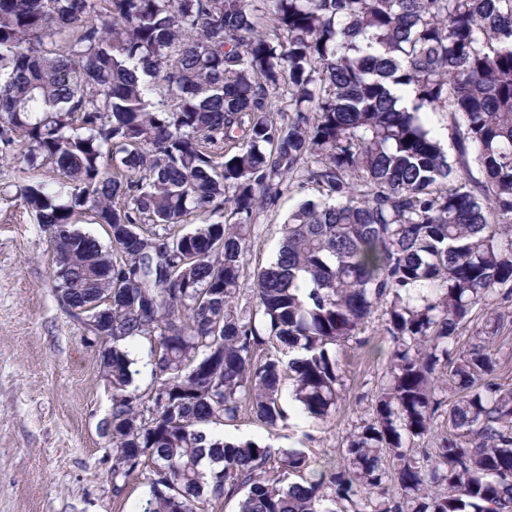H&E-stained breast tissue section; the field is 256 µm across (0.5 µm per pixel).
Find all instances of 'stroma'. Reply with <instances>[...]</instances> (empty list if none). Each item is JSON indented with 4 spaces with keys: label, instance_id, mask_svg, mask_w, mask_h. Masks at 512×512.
<instances>
[{
    "label": "stroma",
    "instance_id": "1",
    "mask_svg": "<svg viewBox=\"0 0 512 512\" xmlns=\"http://www.w3.org/2000/svg\"><path fill=\"white\" fill-rule=\"evenodd\" d=\"M22 152L17 142L0 153V512H135L147 486L134 478L121 498L113 496L109 441L99 429L112 410L99 368L101 345L84 316L66 310L52 288L53 244L16 195ZM318 198L312 184L296 182L254 216L241 306L255 310L253 275L278 249L289 214ZM361 339L384 341L373 322ZM358 340L336 350L343 388L328 416L309 417L288 378L282 386L287 428L244 418L213 428V435L316 455L337 451L345 434L367 419L385 373V361L369 358Z\"/></svg>",
    "mask_w": 512,
    "mask_h": 512
}]
</instances>
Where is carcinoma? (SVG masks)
<instances>
[{
    "label": "carcinoma",
    "mask_w": 512,
    "mask_h": 512,
    "mask_svg": "<svg viewBox=\"0 0 512 512\" xmlns=\"http://www.w3.org/2000/svg\"><path fill=\"white\" fill-rule=\"evenodd\" d=\"M267 2L266 23L251 0H0V142L19 133L27 170L56 166L57 191L24 181L19 195L65 227L63 306L109 317L114 496L142 475L137 512L236 497L238 512H512L491 308L512 299V0ZM283 83L285 128L270 120ZM296 174L324 200L288 216L249 313L250 221ZM83 214L112 225V249L72 228ZM376 316L391 346H359L385 375L339 455L207 433L243 415L286 426V372L303 410L327 415L333 348ZM442 415L448 436L403 450Z\"/></svg>",
    "instance_id": "cac0c4a2"
}]
</instances>
